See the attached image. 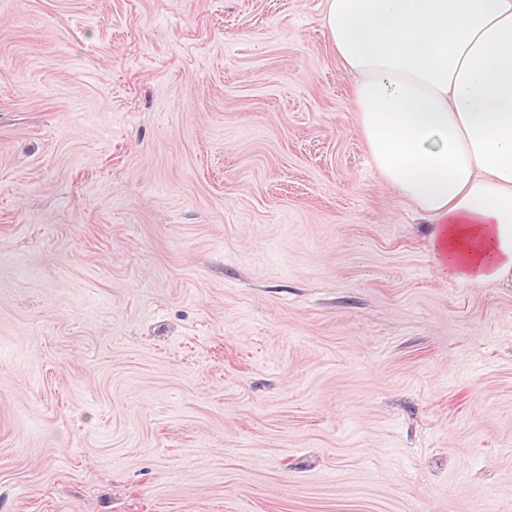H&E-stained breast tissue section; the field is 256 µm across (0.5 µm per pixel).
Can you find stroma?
<instances>
[{
    "instance_id": "1",
    "label": "stroma",
    "mask_w": 512,
    "mask_h": 512,
    "mask_svg": "<svg viewBox=\"0 0 512 512\" xmlns=\"http://www.w3.org/2000/svg\"><path fill=\"white\" fill-rule=\"evenodd\" d=\"M324 0H0V512H512V288L384 184Z\"/></svg>"
}]
</instances>
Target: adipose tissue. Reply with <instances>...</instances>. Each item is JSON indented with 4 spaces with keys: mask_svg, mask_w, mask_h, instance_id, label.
<instances>
[{
    "mask_svg": "<svg viewBox=\"0 0 512 512\" xmlns=\"http://www.w3.org/2000/svg\"><path fill=\"white\" fill-rule=\"evenodd\" d=\"M383 182L433 220L442 271L512 286V0H325Z\"/></svg>",
    "mask_w": 512,
    "mask_h": 512,
    "instance_id": "obj_1",
    "label": "adipose tissue"
}]
</instances>
